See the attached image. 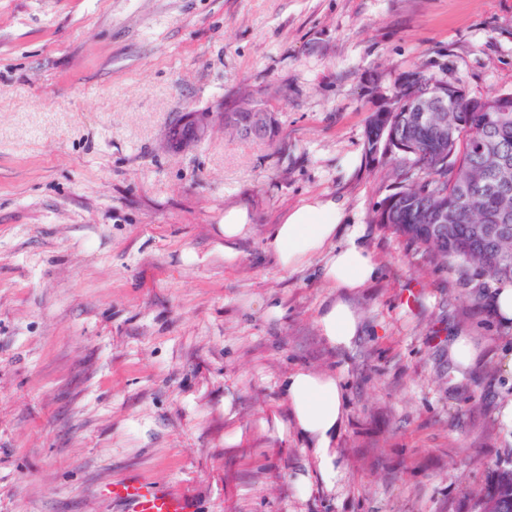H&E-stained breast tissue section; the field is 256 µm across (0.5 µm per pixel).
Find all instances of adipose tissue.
<instances>
[{
	"mask_svg": "<svg viewBox=\"0 0 512 512\" xmlns=\"http://www.w3.org/2000/svg\"><path fill=\"white\" fill-rule=\"evenodd\" d=\"M346 214L333 198H308L288 210L267 235V252L284 270L320 260V276L332 290L323 304L319 325L331 348L350 347L362 334L361 320L348 295L378 276V268L362 244L360 227H346ZM288 416L313 460L326 489L342 477L336 440L346 420L340 377L328 371L299 368L284 385Z\"/></svg>",
	"mask_w": 512,
	"mask_h": 512,
	"instance_id": "adipose-tissue-1",
	"label": "adipose tissue"
}]
</instances>
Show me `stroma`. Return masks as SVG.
<instances>
[{
  "label": "stroma",
  "mask_w": 512,
  "mask_h": 512,
  "mask_svg": "<svg viewBox=\"0 0 512 512\" xmlns=\"http://www.w3.org/2000/svg\"><path fill=\"white\" fill-rule=\"evenodd\" d=\"M420 65L512 93V0H0V512H122L109 489L136 474L193 512H470L512 458V323L476 267L371 221L397 172L367 121ZM246 98L273 137L225 129ZM309 197L343 204L380 271L343 350L318 266L264 251ZM232 205L253 232L228 264ZM300 367L342 378L332 492L264 425ZM448 357L463 370H470L476 364V355L463 336H459L449 345Z\"/></svg>",
  "instance_id": "1"
}]
</instances>
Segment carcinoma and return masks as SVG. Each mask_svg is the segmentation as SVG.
Wrapping results in <instances>:
<instances>
[{
    "instance_id": "carcinoma-1",
    "label": "carcinoma",
    "mask_w": 512,
    "mask_h": 512,
    "mask_svg": "<svg viewBox=\"0 0 512 512\" xmlns=\"http://www.w3.org/2000/svg\"><path fill=\"white\" fill-rule=\"evenodd\" d=\"M415 73L417 80L398 87L387 122L395 139L403 140L407 132L416 139L418 154L411 157V165L399 170V186L372 221L416 246L436 266L474 264L490 282L512 281V183L498 185L491 164L478 153L480 115L465 112L464 99L448 103L451 137L420 122L418 113L402 111L403 97L426 96L436 80L421 66ZM490 132L501 157L512 166V115ZM466 177L490 187L478 205L463 198ZM445 200L456 202V209L442 232L436 229L435 216ZM485 224H501L505 229L484 234ZM494 472L493 482L476 499L472 512H512V461L495 464Z\"/></svg>"
}]
</instances>
